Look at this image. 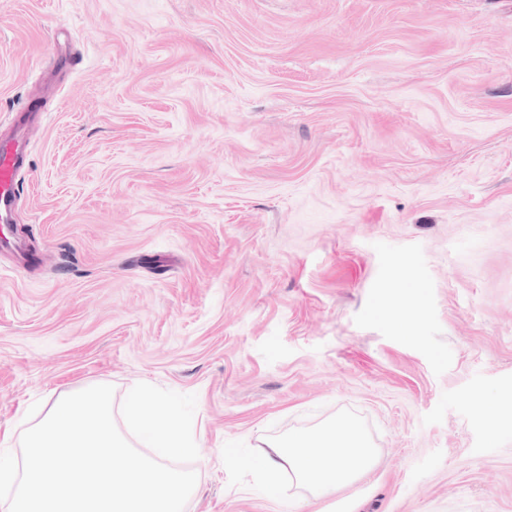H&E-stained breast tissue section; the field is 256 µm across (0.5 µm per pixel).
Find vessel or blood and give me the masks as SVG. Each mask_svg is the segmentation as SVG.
Instances as JSON below:
<instances>
[{
  "mask_svg": "<svg viewBox=\"0 0 512 512\" xmlns=\"http://www.w3.org/2000/svg\"><path fill=\"white\" fill-rule=\"evenodd\" d=\"M15 136L0 143V251L12 252L17 250V242L7 232L11 222V205L15 197L16 176L19 163L26 149V130L28 126L24 116H15Z\"/></svg>",
  "mask_w": 512,
  "mask_h": 512,
  "instance_id": "b4317fda",
  "label": "vessel or blood"
}]
</instances>
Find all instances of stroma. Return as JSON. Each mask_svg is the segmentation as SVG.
I'll list each match as a JSON object with an SVG mask.
<instances>
[{"label":"stroma","mask_w":512,"mask_h":512,"mask_svg":"<svg viewBox=\"0 0 512 512\" xmlns=\"http://www.w3.org/2000/svg\"><path fill=\"white\" fill-rule=\"evenodd\" d=\"M0 448L50 393L197 397L184 512H512V0H0ZM357 420L315 499L226 452ZM24 113L13 119L14 139L0 143V251L13 252L19 249L17 242L7 234V225L11 222V205L15 197L16 176L19 172V163L26 149V130L29 121L25 120Z\"/></svg>","instance_id":"stroma-1"}]
</instances>
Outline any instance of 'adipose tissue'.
<instances>
[{"mask_svg":"<svg viewBox=\"0 0 512 512\" xmlns=\"http://www.w3.org/2000/svg\"><path fill=\"white\" fill-rule=\"evenodd\" d=\"M374 462L372 442L358 422L341 430L326 422L267 441L259 472L270 487L286 478L319 498L351 485Z\"/></svg>","mask_w":512,"mask_h":512,"instance_id":"obj_1","label":"adipose tissue"}]
</instances>
